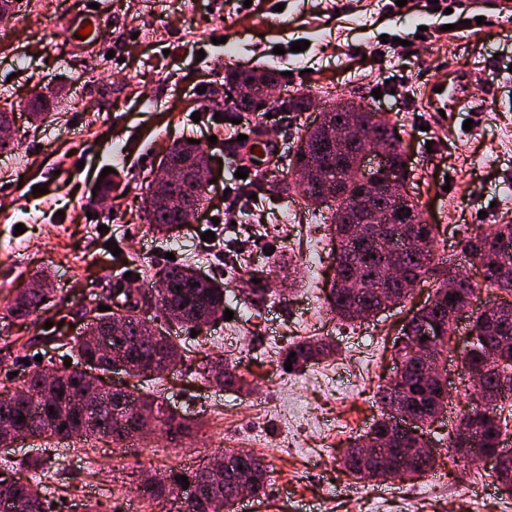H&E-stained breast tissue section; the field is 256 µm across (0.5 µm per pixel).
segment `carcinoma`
Returning <instances> with one entry per match:
<instances>
[{
    "mask_svg": "<svg viewBox=\"0 0 512 512\" xmlns=\"http://www.w3.org/2000/svg\"><path fill=\"white\" fill-rule=\"evenodd\" d=\"M261 78L268 82H278L275 70L261 69L260 74L249 70H234L229 80L240 86H251L253 81ZM375 136L386 147V155L382 161L391 169L407 174L404 163L402 140L396 137V130L389 123L381 124L375 130ZM303 146L294 155V165L311 170L310 179L300 191L315 209L325 208L329 212V230L335 242L333 260L335 278L325 298L329 311L343 321L352 322L358 319L352 307L365 306L369 309L380 307L384 301L397 295L401 287L386 278L385 266L389 256L379 250V242L383 238L398 236L406 239L404 250L399 255L406 278L425 280L433 278L439 281L436 292L442 296L436 308L422 316L414 314L404 327L407 342L401 352L407 361H413V355L424 351H432V360L441 361L444 351L450 349L455 322L448 317L468 304V298L475 296L480 290V283L473 282L468 276H458L451 269H440L434 263L435 246L437 243V225L435 224H377L373 235L366 239L352 236L353 226L358 224L361 216L350 208V200L364 193L365 186L353 178H337V173L346 169L356 159L359 147L353 144H342L338 147L327 143L319 125L305 130L301 138ZM204 153L197 144L180 142L169 148L167 156L170 162L182 169L187 179L178 185L174 192L182 196L185 207L164 204L155 196L145 199V207L152 214L151 221L159 228H170L190 223L187 208L201 207L205 200V187L193 178L194 170ZM461 251L468 254L473 263H488L490 275L485 286L499 291V302L476 313L472 323V331L477 342L461 356L465 371L479 369L484 371L482 380L473 383V393L478 395L471 405L463 409L457 423L448 431V447L461 452L459 445L460 430L467 431L475 440L476 447L487 453H494L499 448L502 436L508 430L507 418L502 416L501 408L512 402V314L502 313V306L512 305V222L494 224L489 228L479 226L466 232L459 241ZM357 271L362 286L356 296L347 292L339 284V280ZM158 281L164 287L154 289L157 313L150 318H133L129 321L126 337L120 342H112V351L103 352L99 347L98 337L104 335L109 326V317H100L98 328L87 327V332L64 342L75 357L73 367L63 370L62 375L51 388H46L41 378V371L35 370L28 375L23 384L25 392L17 402L8 405L0 404V413L5 412L14 419L15 426L30 432V436L40 440L65 441L83 438L80 431L81 416L73 406L74 399L86 387L84 382L88 371H109L112 363L130 350L137 337L151 330H157L154 338L139 343L138 357L151 365L157 373L165 370L168 359L182 357L181 347L173 340L170 332L158 329V321L167 327L190 326L201 329L224 315V282L208 278L209 285L202 287L195 283V270L187 266H169L155 272ZM258 278L259 283L252 282ZM459 278L455 289L444 287L448 281ZM44 287L31 293L21 292L6 307V317L23 323L34 319L49 298L50 288L48 276L39 277ZM266 283L265 272L256 269L247 280L248 287L242 289L245 302L258 305L265 304L272 297L269 288L262 287ZM112 304L119 311L134 312L139 309L138 297L128 288H113ZM429 318L440 327L435 342L417 336L419 325L424 318ZM288 352L295 353L291 359L292 369H300L304 365L320 357L333 353L330 342L322 339H307L296 342L288 347ZM200 380L213 383L220 388L242 386L234 367L223 364V371L217 375L212 364L203 366L197 372ZM405 394L415 397L409 405L412 418L417 420H435L448 406V396L442 395L439 389L431 386L429 380L419 373H406L401 380H392L379 386L375 403L380 409L379 417L374 419L369 432L379 438L391 423L390 406L393 397ZM132 400H140L151 406L156 413V430L175 439L190 429L191 420L179 415L167 404L164 396L158 391L141 393L132 396ZM23 421H17L18 417ZM136 419L132 412H119L112 420L104 422L100 435H111L115 443H123L136 438ZM365 436L351 440L348 456L341 458L339 465L343 472L356 480L363 478L397 479L400 481L416 480L435 470L436 457L427 455L419 457L414 466L402 473L391 468L382 456L364 457L361 452ZM248 467L253 473V496L265 494L270 482V470L266 462L249 452L233 456L230 464L224 467V474L219 481H213L205 470L188 473L186 471L164 472L155 477L153 485L144 490H136L148 502H160L171 499L170 508L166 512H232L234 503L232 490L236 484V471L239 466ZM40 462L31 465L34 474L27 478L17 475L12 467L4 471L16 476L12 486L0 487V498L13 499L20 512H47V502L51 488L35 474ZM186 476L196 484L197 495L187 507L180 505V477ZM493 480L502 492L512 494V455L502 459L499 467L492 474Z\"/></svg>",
    "mask_w": 512,
    "mask_h": 512,
    "instance_id": "cac0c4a2",
    "label": "carcinoma"
}]
</instances>
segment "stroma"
Listing matches in <instances>:
<instances>
[{"mask_svg":"<svg viewBox=\"0 0 512 512\" xmlns=\"http://www.w3.org/2000/svg\"><path fill=\"white\" fill-rule=\"evenodd\" d=\"M508 0H412L384 14L380 0H102L107 49L73 50L62 31L84 0H14L0 24V111L15 145L0 152V393L22 386L32 369L63 368L58 335L81 308H97L117 281L147 287L177 264L223 278L232 320L201 333L173 329L184 352L174 373L155 382L178 412L197 418L180 441L152 436L116 444L18 440L0 447V462L23 467L42 458L53 490L51 512H128L126 496L143 472L193 471L249 446L272 470L265 496L243 497L251 512H512L482 465L454 464L437 448L435 474L414 482L356 481L338 462L352 436L378 415L373 395L395 372L393 340L416 301L435 289L418 285L412 299L364 322L329 314L325 291L334 276L330 232L299 194L262 199L252 213H224V185L238 169L219 139L233 117L238 86L228 70L270 67L284 98L305 97L306 111L268 126L280 153L268 179H285L304 130L330 98L352 99L384 116L403 141L408 179L425 217L438 226L435 256L472 272L456 247L463 230L512 220V12ZM494 16L489 25L475 14ZM426 27L415 53L400 43ZM298 40L309 46L299 53ZM463 75L471 99L448 120L423 106L429 79ZM471 128H464V121ZM216 136L206 144L212 181L202 211L222 223L195 220L166 233L148 221L147 182L172 143ZM111 183V192L100 180ZM46 193H38V186ZM298 204L300 217L270 221ZM24 233L15 234L16 225ZM216 240L203 241L205 232ZM27 246L12 255L13 242ZM121 250L113 255L107 242ZM271 273L275 299L245 304L240 286L251 270ZM50 273L49 303L34 323H8L3 313L41 270ZM323 338L331 358L297 371L283 361L291 344ZM237 361L240 389L201 383L197 371L215 358Z\"/></svg>","mask_w":512,"mask_h":512,"instance_id":"1","label":"stroma"}]
</instances>
